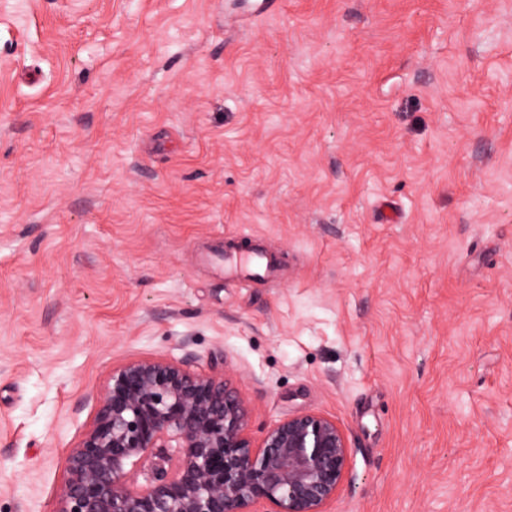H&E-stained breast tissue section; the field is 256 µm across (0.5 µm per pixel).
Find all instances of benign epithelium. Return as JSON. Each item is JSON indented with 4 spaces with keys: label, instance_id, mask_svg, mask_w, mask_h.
I'll use <instances>...</instances> for the list:
<instances>
[{
    "label": "benign epithelium",
    "instance_id": "7a95c632",
    "mask_svg": "<svg viewBox=\"0 0 512 512\" xmlns=\"http://www.w3.org/2000/svg\"><path fill=\"white\" fill-rule=\"evenodd\" d=\"M249 423L221 371L168 359L116 367L51 512H328L348 459L336 422L297 414L257 444Z\"/></svg>",
    "mask_w": 512,
    "mask_h": 512
}]
</instances>
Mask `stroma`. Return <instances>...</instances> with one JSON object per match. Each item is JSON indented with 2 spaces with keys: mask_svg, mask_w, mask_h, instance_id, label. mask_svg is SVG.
Returning <instances> with one entry per match:
<instances>
[{
  "mask_svg": "<svg viewBox=\"0 0 512 512\" xmlns=\"http://www.w3.org/2000/svg\"><path fill=\"white\" fill-rule=\"evenodd\" d=\"M254 2L0 0V512L150 358L334 419L329 512H512V0ZM224 262H228L229 271L241 273L244 277L263 275L270 276L274 264L258 251H241L232 246L225 252Z\"/></svg>",
  "mask_w": 512,
  "mask_h": 512,
  "instance_id": "1",
  "label": "stroma"
}]
</instances>
